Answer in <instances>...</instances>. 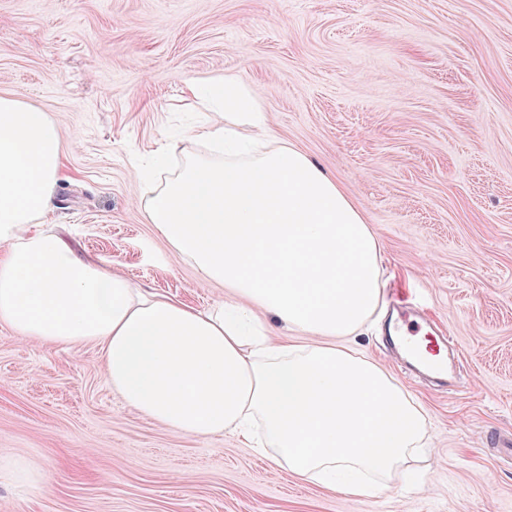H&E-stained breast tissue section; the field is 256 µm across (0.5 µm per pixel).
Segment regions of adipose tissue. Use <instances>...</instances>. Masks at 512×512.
<instances>
[{"label":"adipose tissue","instance_id":"1","mask_svg":"<svg viewBox=\"0 0 512 512\" xmlns=\"http://www.w3.org/2000/svg\"><path fill=\"white\" fill-rule=\"evenodd\" d=\"M188 91L212 118L191 158L138 199L148 223L231 300L198 309L83 260L39 220L60 181L47 112L0 96V326L54 345L97 344L122 399L170 433H231L279 469L342 494L397 492L424 448L421 403L353 347L385 304L379 240L335 179L281 143L236 76ZM287 332L275 341L270 326Z\"/></svg>","mask_w":512,"mask_h":512}]
</instances>
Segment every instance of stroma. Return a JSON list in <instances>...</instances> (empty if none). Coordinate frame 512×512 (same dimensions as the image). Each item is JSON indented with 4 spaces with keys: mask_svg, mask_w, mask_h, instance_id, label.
<instances>
[{
    "mask_svg": "<svg viewBox=\"0 0 512 512\" xmlns=\"http://www.w3.org/2000/svg\"><path fill=\"white\" fill-rule=\"evenodd\" d=\"M231 73L281 139L335 177L377 234L387 300L450 336L451 387L384 332L358 349L428 414L409 492L297 480L234 434L180 437L129 407L98 348L0 327V512H512V0H0V95L48 112L63 177L44 224L82 258L203 308L230 298L176 257L137 199L139 165L204 113L193 78ZM2 470L17 482L31 487L40 485L48 478L46 472L31 468L21 459H10L3 462L0 460V473Z\"/></svg>",
    "mask_w": 512,
    "mask_h": 512,
    "instance_id": "35a3bbf8",
    "label": "stroma"
}]
</instances>
